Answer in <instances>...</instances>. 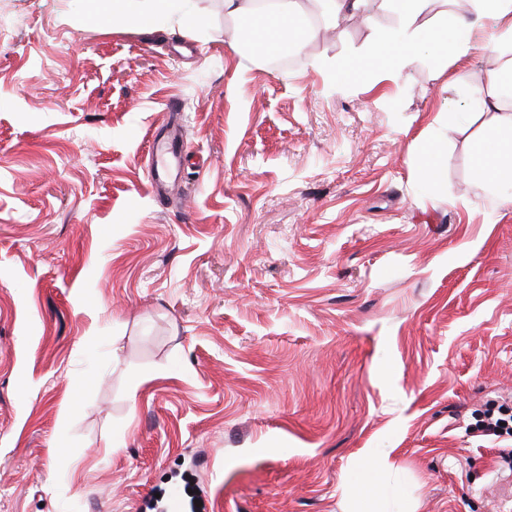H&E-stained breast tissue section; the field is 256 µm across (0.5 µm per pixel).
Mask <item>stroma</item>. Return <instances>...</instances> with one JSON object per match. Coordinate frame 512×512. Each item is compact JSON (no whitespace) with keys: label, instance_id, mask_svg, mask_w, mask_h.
Listing matches in <instances>:
<instances>
[{"label":"stroma","instance_id":"stroma-1","mask_svg":"<svg viewBox=\"0 0 512 512\" xmlns=\"http://www.w3.org/2000/svg\"><path fill=\"white\" fill-rule=\"evenodd\" d=\"M191 5L203 28L0 0V512L174 485L182 512H345L381 455L378 512H512L469 429L512 398V184L476 178L486 116L444 109L479 52L338 88L313 60L364 65L389 14L281 71ZM421 150L424 156V164L419 171V176L426 181L433 180L439 172V151L435 141H424Z\"/></svg>","mask_w":512,"mask_h":512}]
</instances>
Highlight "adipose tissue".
I'll return each mask as SVG.
<instances>
[{"label":"adipose tissue","instance_id":"1","mask_svg":"<svg viewBox=\"0 0 512 512\" xmlns=\"http://www.w3.org/2000/svg\"><path fill=\"white\" fill-rule=\"evenodd\" d=\"M318 10L332 20L350 13L372 23L374 9L388 12L392 26L376 31L366 57L372 68L388 71L393 78H403L420 58L443 54L461 58L470 52L473 42L485 39V79L464 87L465 108L485 114L495 151L476 148V172L488 188L512 181V110L502 102L512 93V86L502 79L504 70L512 71V0H476L467 13L444 16L435 26L420 19L430 0H315ZM224 13L251 29L267 52H277L285 41L302 44L307 33L299 22L307 10L301 0H279L276 9L259 12L254 0H223ZM97 10L111 12L113 20L139 19L152 23L160 19L196 25L200 19L187 0H98Z\"/></svg>","mask_w":512,"mask_h":512}]
</instances>
